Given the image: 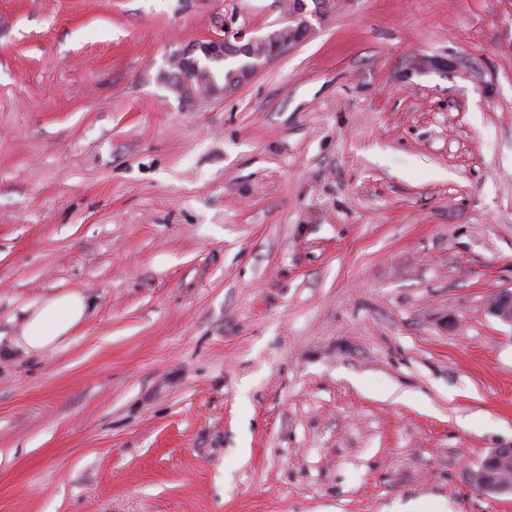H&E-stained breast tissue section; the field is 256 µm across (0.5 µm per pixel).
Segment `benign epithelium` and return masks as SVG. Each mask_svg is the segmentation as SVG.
<instances>
[{"instance_id":"1","label":"benign epithelium","mask_w":512,"mask_h":512,"mask_svg":"<svg viewBox=\"0 0 512 512\" xmlns=\"http://www.w3.org/2000/svg\"><path fill=\"white\" fill-rule=\"evenodd\" d=\"M305 0H293L287 13L288 25L265 36H254L245 27L224 24L221 34L210 35L186 46L173 60L178 71L170 75L182 105L201 97L217 96L250 79L265 63L296 40L294 33L308 28ZM485 314L512 326V290L489 293L483 303ZM512 448H495L469 472V483L477 491L512 495Z\"/></svg>"}]
</instances>
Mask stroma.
<instances>
[{
    "instance_id": "1",
    "label": "stroma",
    "mask_w": 512,
    "mask_h": 512,
    "mask_svg": "<svg viewBox=\"0 0 512 512\" xmlns=\"http://www.w3.org/2000/svg\"><path fill=\"white\" fill-rule=\"evenodd\" d=\"M285 4L0 0V512H512V0H330L182 108ZM305 0H294L292 9L287 13L288 25L265 36L251 35L245 27L234 28L232 23L224 24L223 34L210 35L186 46L173 60V67L179 69L169 77L176 82L175 91L182 105L188 106L201 97L217 96L224 93V69L222 74L207 66L208 60L232 58L245 62L227 75V89L236 88L250 79L265 63L282 53L296 40L294 33L305 31L309 21L307 14H317V10L308 12ZM258 47V49L255 48ZM204 77L213 91L202 86L195 88ZM485 314L512 327V290L489 293L483 303ZM87 311V301L81 293L66 292L52 296L25 316L19 344L35 355L52 350L83 322ZM512 448H494L469 472V483L477 491L512 496Z\"/></svg>"
}]
</instances>
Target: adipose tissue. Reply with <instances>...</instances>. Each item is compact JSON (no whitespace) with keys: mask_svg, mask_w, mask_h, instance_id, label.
<instances>
[{"mask_svg":"<svg viewBox=\"0 0 512 512\" xmlns=\"http://www.w3.org/2000/svg\"><path fill=\"white\" fill-rule=\"evenodd\" d=\"M87 311V301L81 293L66 292L48 298L25 316L21 346L35 355L58 347L83 322Z\"/></svg>","mask_w":512,"mask_h":512,"instance_id":"ef3b65f1","label":"adipose tissue"}]
</instances>
